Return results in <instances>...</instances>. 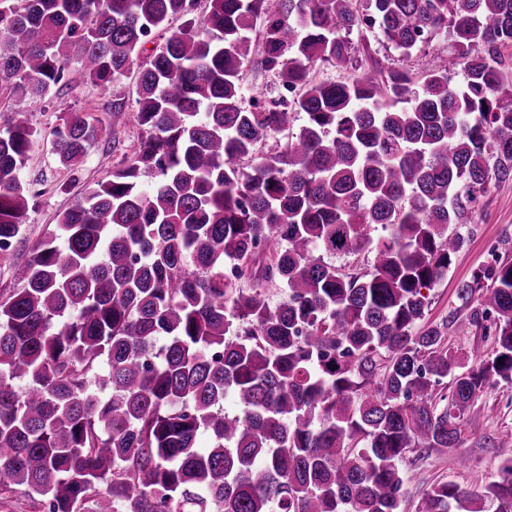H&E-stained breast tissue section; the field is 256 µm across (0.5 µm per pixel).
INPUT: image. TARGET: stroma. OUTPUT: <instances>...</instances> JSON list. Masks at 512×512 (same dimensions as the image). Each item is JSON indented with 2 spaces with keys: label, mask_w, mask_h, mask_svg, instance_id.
Returning a JSON list of instances; mask_svg holds the SVG:
<instances>
[{
  "label": "stroma",
  "mask_w": 512,
  "mask_h": 512,
  "mask_svg": "<svg viewBox=\"0 0 512 512\" xmlns=\"http://www.w3.org/2000/svg\"><path fill=\"white\" fill-rule=\"evenodd\" d=\"M350 39L357 48L352 65L340 69L319 61L312 65L310 78L317 82L345 80L375 64L416 77L431 56L449 59V77L455 81L460 78L458 67L451 62L453 50L447 35L437 36L424 52L409 57L401 56L382 38L366 31L352 32ZM134 83L130 77L118 91L102 89L87 82L74 65L66 85L30 105L25 118L40 135L31 147L21 178L31 183L37 196L29 203L11 259L0 263V289L20 287L31 245L82 197L86 187L106 179L113 163L131 154L141 132L133 104ZM117 96L124 100L120 112L112 109V100ZM67 110L89 113L107 130L104 138L88 146L82 163L72 166L59 161L51 136L59 113ZM457 230L463 237V246L447 276L429 291L426 320L446 325L447 345L473 359L489 353L491 341L481 329H461L453 321L455 290L459 282L486 266L488 245L496 246V260L512 263V242L504 240L505 232H512V179L491 182L488 192L468 210L466 222L458 225ZM508 428H512V386L500 384L485 389L464 416L459 448L406 453L401 463L407 477L401 512H419L426 492L439 482L453 481L482 491L497 479L502 461L512 456V447L501 448L496 444L497 436Z\"/></svg>",
  "instance_id": "stroma-1"
}]
</instances>
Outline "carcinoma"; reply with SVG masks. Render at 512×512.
<instances>
[{"label": "carcinoma", "mask_w": 512, "mask_h": 512, "mask_svg": "<svg viewBox=\"0 0 512 512\" xmlns=\"http://www.w3.org/2000/svg\"><path fill=\"white\" fill-rule=\"evenodd\" d=\"M175 21L138 71L132 156L0 292V506L20 490L49 512H400L406 453L458 447L485 385L512 382V263L456 287L454 317L493 339L477 368L424 324L423 294L462 246L448 227L512 177V0H210L202 18L192 0H0V85L43 99L76 62L115 89ZM362 28L407 56L450 35L461 79L432 62L312 82ZM251 55L290 106L242 105ZM39 135L0 118V259ZM51 135L74 165L103 127L64 111ZM316 250H366L371 270ZM420 512H512V460Z\"/></svg>", "instance_id": "carcinoma-1"}]
</instances>
